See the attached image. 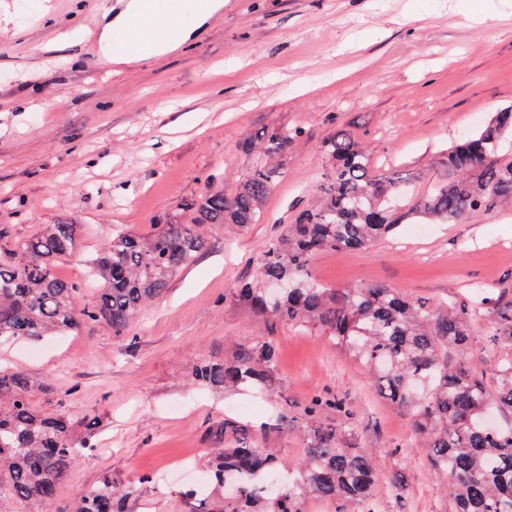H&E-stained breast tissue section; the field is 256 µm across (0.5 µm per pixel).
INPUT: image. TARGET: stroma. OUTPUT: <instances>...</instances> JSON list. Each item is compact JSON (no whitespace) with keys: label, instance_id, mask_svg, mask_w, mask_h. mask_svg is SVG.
Listing matches in <instances>:
<instances>
[{"label":"stroma","instance_id":"obj_1","mask_svg":"<svg viewBox=\"0 0 512 512\" xmlns=\"http://www.w3.org/2000/svg\"><path fill=\"white\" fill-rule=\"evenodd\" d=\"M49 3L40 17L33 0H0V13L19 16L0 29V259L41 225L80 224L77 253L55 269L80 285V305L97 299L87 261L112 228L147 234L186 218L208 186L232 192L265 163L262 133L300 137L273 160L261 221L207 225L203 251L128 332L90 322L0 349L1 365L52 383L75 439L95 446L37 512H61L106 475L126 484L188 453L204 458L221 421L246 427L287 475L316 395L344 399L337 427L376 449L381 512H448L411 418L371 376L321 326L257 316L234 290L328 177L324 142L336 130L360 139L372 171H405L422 191L444 177L448 148L512 105V0H224L183 48L121 69L87 35L106 0ZM511 240L508 209L404 223L363 251L318 254L312 274L330 288L378 282L430 300L476 283L512 289V256L498 247ZM262 341L278 350L265 387L192 383L195 364ZM192 480L140 487L126 508L185 512Z\"/></svg>","mask_w":512,"mask_h":512}]
</instances>
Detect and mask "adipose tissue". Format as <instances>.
Returning <instances> with one entry per match:
<instances>
[{"mask_svg": "<svg viewBox=\"0 0 512 512\" xmlns=\"http://www.w3.org/2000/svg\"><path fill=\"white\" fill-rule=\"evenodd\" d=\"M223 5L224 0H196L190 17L183 20L179 0H167L163 6L158 0H126L112 22L100 31L98 43L108 48L113 31H126L138 41L140 51L122 57V64L144 61L178 49Z\"/></svg>", "mask_w": 512, "mask_h": 512, "instance_id": "adipose-tissue-1", "label": "adipose tissue"}]
</instances>
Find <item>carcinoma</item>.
<instances>
[{"label":"carcinoma","mask_w":512,"mask_h":512,"mask_svg":"<svg viewBox=\"0 0 512 512\" xmlns=\"http://www.w3.org/2000/svg\"><path fill=\"white\" fill-rule=\"evenodd\" d=\"M298 137L295 129H272L262 146L277 154ZM324 150L332 170L320 199L261 255L262 286L245 284L235 296L260 316L320 325L359 359L387 398L413 419L428 448L426 465L450 500L449 512H512V289L476 288L468 297L429 302L380 283L326 288L311 274L317 253L364 250L405 220L453 223L512 204V108L448 148V180L429 195L407 194L406 209L399 212L393 211L392 200L412 185L408 174L370 172L362 143L343 129L326 139ZM275 177L274 168L260 166L231 194L209 188L191 204L188 224H163L148 237L112 230L96 262L100 285L90 308L79 305L76 283L55 274L56 264L77 252L79 225H44L18 244L10 259L0 261V346L66 335L90 321L124 330L194 262L205 245L199 226L261 220ZM279 280L290 281L292 288L272 304L266 285ZM477 320L486 322L499 348L492 389L460 361L472 345ZM276 362L274 346L257 343L241 348L232 362L196 365L191 378L212 389L261 385ZM38 392L49 393L48 385L34 384L16 368L0 367V501L25 506L52 500L57 484L91 449L74 438L64 403L43 407L35 400ZM327 409L347 413L345 401L334 396L307 403L305 416L314 423L308 448L288 468V489L275 495L263 490L261 479L277 470L278 458L255 447L247 429L217 427L208 480L216 487L231 481L238 494L213 500L190 488L184 492L186 512H302L308 495L335 502L336 512H351L354 505L361 512H378L376 451L350 447L340 430L320 424ZM489 414L505 415L510 422L488 430L484 418ZM150 483L148 476L136 485L105 476L66 512H126V499Z\"/></svg>","instance_id":"cac0c4a2"}]
</instances>
